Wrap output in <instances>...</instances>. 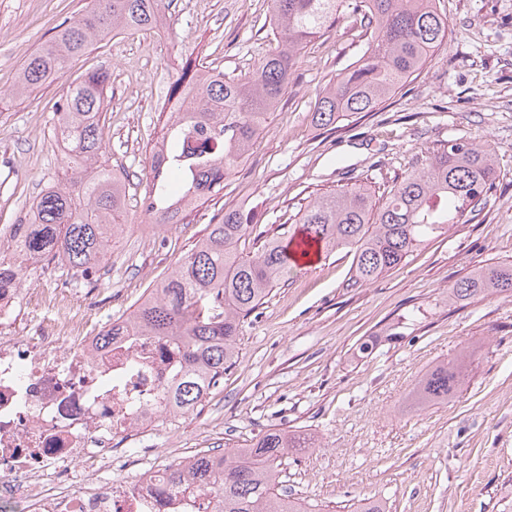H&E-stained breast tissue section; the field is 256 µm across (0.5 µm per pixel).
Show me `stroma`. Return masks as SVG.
Masks as SVG:
<instances>
[{
    "mask_svg": "<svg viewBox=\"0 0 512 512\" xmlns=\"http://www.w3.org/2000/svg\"><path fill=\"white\" fill-rule=\"evenodd\" d=\"M165 42L131 31L93 44L64 76L0 103V234L24 222L63 158L54 106L82 73L111 75L105 136L127 185L126 224L99 266L88 330L126 318L224 211L243 207L277 233L317 194L371 190L424 167L437 144L490 150L496 184L483 212L414 251L377 280H353L352 255L325 253L283 278L245 318L239 355L197 411L159 426L168 461L223 445L245 447L271 428L311 435L319 448L289 456L281 479L321 512H354L373 498L386 512H512V296L449 304L448 289L475 267L512 262V0H436L451 34L379 110L317 128L322 88L366 48L349 13L304 50L295 80L248 158L184 223L158 226L137 201L166 117L158 110L176 73L171 60L247 74L277 45L268 0H165ZM92 0H0V91L59 24ZM62 260L29 264L21 286L34 326L60 303ZM372 341L373 351L358 347ZM480 342L465 386L448 401L410 407L416 381Z\"/></svg>",
    "mask_w": 512,
    "mask_h": 512,
    "instance_id": "stroma-1",
    "label": "stroma"
}]
</instances>
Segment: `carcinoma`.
Segmentation results:
<instances>
[{"label": "carcinoma", "instance_id": "carcinoma-1", "mask_svg": "<svg viewBox=\"0 0 512 512\" xmlns=\"http://www.w3.org/2000/svg\"><path fill=\"white\" fill-rule=\"evenodd\" d=\"M277 47L247 75L216 69L181 73L166 99L206 75L198 97L169 115L161 149L143 197L155 224L182 223L184 201L208 200L224 177L248 156L254 140L291 87L303 50L336 24L347 9L367 37L363 54L316 96L312 122L328 127L373 112L420 72L431 51L448 36V22L435 0H269ZM166 20L162 0H93L63 24L23 63L11 96L22 98L63 77L69 60L123 31L152 30ZM111 86L102 68L78 77L55 108L63 167L57 186L41 193L25 224L12 226L9 247L20 260L0 256V288L21 280L28 261L53 255L79 272L100 264L125 224V183L108 165L103 112ZM492 154L469 141L443 143L421 169L407 171L376 198L363 185L315 197L279 235L257 231L254 215L224 211L180 264L128 316L142 335L169 343L183 360L164 395L166 405L195 411L224 378L237 354L241 318L249 315L296 266L287 237L299 228L302 242L353 253V277L370 283L397 267L417 248L483 209L495 187ZM485 293L512 294V263L470 271L448 290V303ZM477 345L426 371L410 394L423 408L446 402L466 382ZM316 447L311 438L271 429L244 448L224 446L195 453L191 479L172 463V490H205L215 512H313L312 505L280 487L283 460Z\"/></svg>", "mask_w": 512, "mask_h": 512}]
</instances>
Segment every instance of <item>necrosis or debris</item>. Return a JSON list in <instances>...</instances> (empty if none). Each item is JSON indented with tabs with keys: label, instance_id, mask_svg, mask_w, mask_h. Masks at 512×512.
I'll list each match as a JSON object with an SVG mask.
<instances>
[{
	"label": "necrosis or debris",
	"instance_id": "1",
	"mask_svg": "<svg viewBox=\"0 0 512 512\" xmlns=\"http://www.w3.org/2000/svg\"><path fill=\"white\" fill-rule=\"evenodd\" d=\"M24 294L0 289V512H214L172 492L151 442L175 418L162 395L181 360L135 331L102 339L70 306L25 335ZM143 451L129 460L113 440Z\"/></svg>",
	"mask_w": 512,
	"mask_h": 512
}]
</instances>
